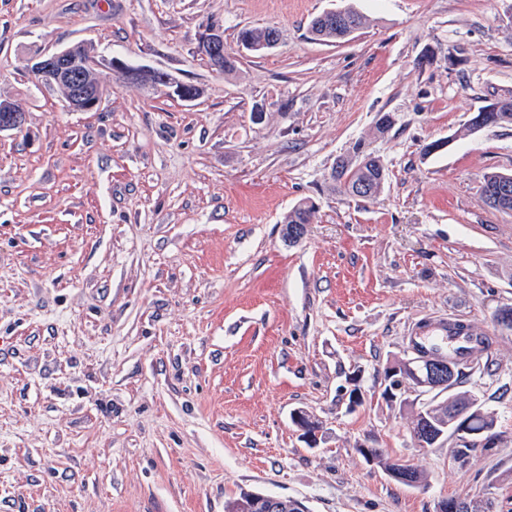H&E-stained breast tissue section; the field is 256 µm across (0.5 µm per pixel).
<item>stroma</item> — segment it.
Segmentation results:
<instances>
[{
	"label": "stroma",
	"instance_id": "obj_1",
	"mask_svg": "<svg viewBox=\"0 0 512 512\" xmlns=\"http://www.w3.org/2000/svg\"><path fill=\"white\" fill-rule=\"evenodd\" d=\"M346 7L364 27L314 40L311 19ZM209 21L231 51L245 27L280 43L222 75L197 50ZM77 43L203 93L105 67L98 110L71 111L25 62ZM510 91L512 0H0V99L25 114L0 131V512H224L243 491L312 512H512V331L495 319L512 211L480 191L512 174V125L470 128ZM358 142L387 173L367 201L329 188ZM302 201L315 213L291 245ZM448 320L486 342L450 392L498 433L464 464L455 440L412 439L426 395H384L407 336ZM493 188V193L488 194L489 189ZM505 189L508 196L509 202L506 209L500 208L496 205V199H492L495 193H499L500 191H504ZM481 194L485 199L486 203L494 209L501 211H511L512 210V174H503L499 172H490L486 173L483 176V181L481 183ZM314 213V206L306 202L295 205L283 221L282 234L286 241L291 243L299 242L307 231V224L311 223ZM290 224L293 226L288 227ZM295 224H303L302 226H294ZM288 225V226H285ZM293 424L303 433L309 447H316L321 436V428L315 417L305 409H297L292 416ZM320 428V429H319Z\"/></svg>",
	"mask_w": 512,
	"mask_h": 512
}]
</instances>
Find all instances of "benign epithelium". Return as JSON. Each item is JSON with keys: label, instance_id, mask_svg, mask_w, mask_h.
I'll list each match as a JSON object with an SVG mask.
<instances>
[{"label": "benign epithelium", "instance_id": "benign-epithelium-1", "mask_svg": "<svg viewBox=\"0 0 512 512\" xmlns=\"http://www.w3.org/2000/svg\"><path fill=\"white\" fill-rule=\"evenodd\" d=\"M198 50L212 59L215 65L224 60V31L213 25L199 33ZM104 66L120 73L125 79L139 82L144 78L158 74V71L135 68L117 57L107 59L93 50H83L73 45L65 49L44 55L30 66V70L39 81L62 91L69 108L74 112H91L101 103L102 91L96 80L99 70ZM168 93L183 100L192 101L197 96L187 89V85L171 76L162 77ZM24 124V113L15 104L0 101V131L18 129ZM455 369L452 361L438 360L432 356L413 351L408 358L399 360L387 368L386 378L389 386L384 394L395 397L394 390L409 381L423 392L444 388L452 384ZM293 424L303 433L310 447L320 440L321 429L315 417L305 409H298L292 416ZM247 507L255 512H272L279 507L280 498L262 493H248Z\"/></svg>", "mask_w": 512, "mask_h": 512}]
</instances>
